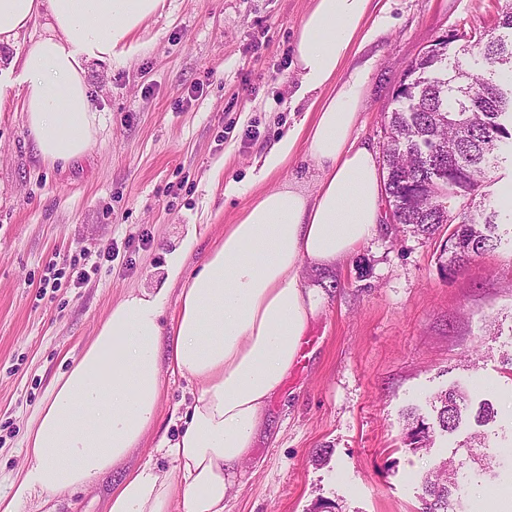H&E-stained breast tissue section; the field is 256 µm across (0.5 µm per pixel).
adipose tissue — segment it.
Wrapping results in <instances>:
<instances>
[{
    "mask_svg": "<svg viewBox=\"0 0 512 512\" xmlns=\"http://www.w3.org/2000/svg\"><path fill=\"white\" fill-rule=\"evenodd\" d=\"M372 0H314L293 43L299 86L314 120L296 126L262 158L264 176L299 142L322 172L314 194L293 185L262 192L186 272L200 242L191 234L167 261L168 287L131 291L112 305L70 368L47 388L25 435L27 463L0 496V512H23L97 486L140 448L157 423L166 374L186 379L191 401L172 410L178 432L161 437L157 461L125 473L106 512H224L248 476L244 463L270 400L295 364L321 296L304 263L349 259L380 225L382 176L373 150L354 136L368 80L336 75L365 29ZM166 0H0V46L15 48L35 23L43 33L19 55L25 126L42 162L89 152L101 116L87 65L133 54L134 35ZM177 286L170 294L169 286ZM176 300L171 324L162 316Z\"/></svg>",
    "mask_w": 512,
    "mask_h": 512,
    "instance_id": "1",
    "label": "adipose tissue"
}]
</instances>
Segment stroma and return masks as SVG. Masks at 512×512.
Instances as JSON below:
<instances>
[{"label":"stroma","mask_w":512,"mask_h":512,"mask_svg":"<svg viewBox=\"0 0 512 512\" xmlns=\"http://www.w3.org/2000/svg\"><path fill=\"white\" fill-rule=\"evenodd\" d=\"M507 0H377L389 17L345 63L368 67L354 134L383 152L385 120L406 65L449 30L491 31ZM313 0H166L137 32L130 59L88 72L102 114L81 159L45 165L24 124L19 86L0 101V494L26 458L24 437L67 357L90 341L132 289L165 287L167 259L207 225L195 268L225 225L263 191L315 193L305 144L276 175L261 155L306 116L292 106L291 46ZM444 226L417 236L382 218L367 244L331 272L304 265L324 303L268 408L250 481L225 512H419L421 477L478 432L485 453L512 437V241L448 273ZM78 259L85 277L50 282L49 260ZM457 385L490 400L495 422L467 424L433 448L404 443L410 410L430 414ZM185 379L166 381L159 423L128 467L169 430Z\"/></svg>","instance_id":"1"}]
</instances>
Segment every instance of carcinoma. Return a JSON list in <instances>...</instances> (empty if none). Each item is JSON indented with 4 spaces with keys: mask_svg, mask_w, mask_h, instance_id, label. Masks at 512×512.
<instances>
[{
    "mask_svg": "<svg viewBox=\"0 0 512 512\" xmlns=\"http://www.w3.org/2000/svg\"><path fill=\"white\" fill-rule=\"evenodd\" d=\"M497 27L508 37L474 33L454 52L430 49L412 62L404 77L410 91L396 95L388 116L391 132L384 150L385 193L398 223L430 236L444 224L456 225L448 247V271L502 242L499 214L475 202L488 172L499 168L512 150V79L495 81L474 70L481 59L489 73H512V7L500 9ZM433 419L408 415L412 449L433 442L435 432H456L472 419L485 426L497 416L485 399L451 387L431 402ZM466 466L454 456L422 476V512H464L459 476Z\"/></svg>",
    "mask_w": 512,
    "mask_h": 512,
    "instance_id": "obj_1",
    "label": "carcinoma"
}]
</instances>
